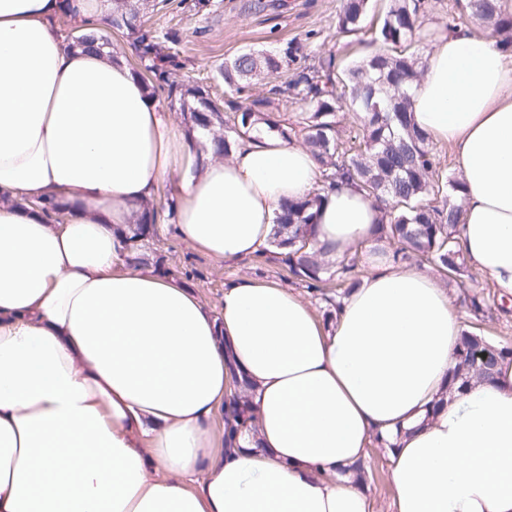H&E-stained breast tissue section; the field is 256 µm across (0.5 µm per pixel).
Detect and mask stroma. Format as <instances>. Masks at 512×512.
<instances>
[{"label": "stroma", "mask_w": 512, "mask_h": 512, "mask_svg": "<svg viewBox=\"0 0 512 512\" xmlns=\"http://www.w3.org/2000/svg\"><path fill=\"white\" fill-rule=\"evenodd\" d=\"M422 26L435 33L448 25L483 30L484 25L468 15L464 0H428ZM343 0H211L208 10L164 9L147 16L145 25L153 33L178 32L176 46L185 64L183 75L193 83L209 86L213 96L232 98L233 93L215 77V67L246 48H283L297 44L308 66L317 67L334 59V79H342L348 67L364 61L377 45L372 40L389 7V0H369L362 32H338V15ZM158 254L173 276L187 278L197 297L212 311H219L224 291L245 279L277 283L309 297L302 282L290 278L281 257L265 251L256 258L234 263L219 262L193 248L176 234L173 226H158L155 242ZM451 305L460 322H467L465 295L483 292L489 316L481 324L485 334L512 347V296H502L489 276L476 268L448 285ZM364 462L373 477L366 487L374 502V512H394L389 453L369 448Z\"/></svg>", "instance_id": "35a3bbf8"}]
</instances>
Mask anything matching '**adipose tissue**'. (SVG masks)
<instances>
[{
    "mask_svg": "<svg viewBox=\"0 0 512 512\" xmlns=\"http://www.w3.org/2000/svg\"><path fill=\"white\" fill-rule=\"evenodd\" d=\"M61 6L0 0V512H371L354 468L377 438L397 512H512V359L449 394L448 291L378 249L384 213L354 184L330 192L313 242L366 254L332 325L274 283L227 288L214 313L131 266L123 231L164 183L180 238L228 263L262 254L320 163L274 133L226 161L197 149L203 131L124 61L58 37ZM410 93L416 127L457 154L466 259L512 295V58L440 30ZM49 199L63 222L36 208ZM239 377L257 426L218 455L210 424Z\"/></svg>",
    "mask_w": 512,
    "mask_h": 512,
    "instance_id": "adipose-tissue-1",
    "label": "adipose tissue"
}]
</instances>
